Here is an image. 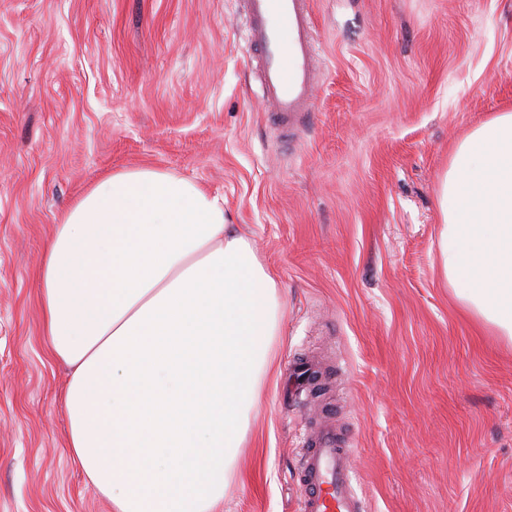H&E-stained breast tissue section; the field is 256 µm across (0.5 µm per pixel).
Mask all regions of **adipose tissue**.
I'll use <instances>...</instances> for the list:
<instances>
[{
  "label": "adipose tissue",
  "mask_w": 512,
  "mask_h": 512,
  "mask_svg": "<svg viewBox=\"0 0 512 512\" xmlns=\"http://www.w3.org/2000/svg\"><path fill=\"white\" fill-rule=\"evenodd\" d=\"M442 270L512 342V113L457 146L439 191ZM72 367L68 446L112 512H216L249 426L279 297L224 201L154 168L111 174L56 224L39 271Z\"/></svg>",
  "instance_id": "ef3b65f1"
}]
</instances>
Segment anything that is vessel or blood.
<instances>
[{
    "label": "vessel or blood",
    "mask_w": 512,
    "mask_h": 512,
    "mask_svg": "<svg viewBox=\"0 0 512 512\" xmlns=\"http://www.w3.org/2000/svg\"><path fill=\"white\" fill-rule=\"evenodd\" d=\"M247 43L259 71L262 102L286 125L314 104L316 41L310 0H243ZM303 512H362L351 485L349 448L336 429L323 425L307 435Z\"/></svg>",
    "instance_id": "1"
}]
</instances>
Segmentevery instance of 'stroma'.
<instances>
[{"label": "stroma", "mask_w": 512, "mask_h": 512, "mask_svg": "<svg viewBox=\"0 0 512 512\" xmlns=\"http://www.w3.org/2000/svg\"><path fill=\"white\" fill-rule=\"evenodd\" d=\"M315 106H260L237 0H0V512H112L67 447L36 277L62 213L139 167L224 199L280 330L219 512H303L323 416L366 512H512V344L439 262L457 145L512 111V0H311ZM321 387L291 396L292 367Z\"/></svg>", "instance_id": "stroma-1"}]
</instances>
